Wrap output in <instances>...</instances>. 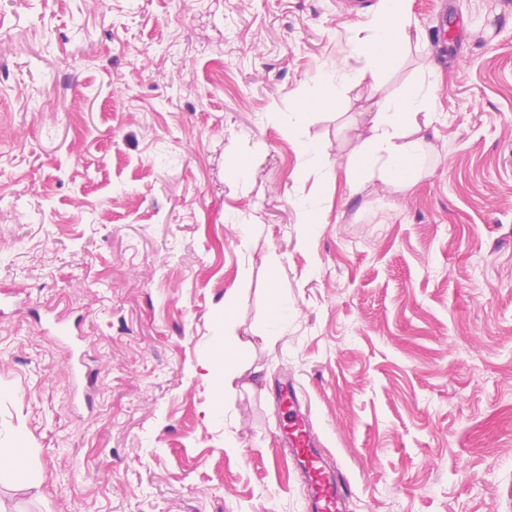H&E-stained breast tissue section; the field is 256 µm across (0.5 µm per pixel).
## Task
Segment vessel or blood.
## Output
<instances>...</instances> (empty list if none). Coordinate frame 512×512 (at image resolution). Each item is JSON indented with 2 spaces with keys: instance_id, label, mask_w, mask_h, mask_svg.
Returning a JSON list of instances; mask_svg holds the SVG:
<instances>
[{
  "instance_id": "vessel-or-blood-1",
  "label": "vessel or blood",
  "mask_w": 512,
  "mask_h": 512,
  "mask_svg": "<svg viewBox=\"0 0 512 512\" xmlns=\"http://www.w3.org/2000/svg\"><path fill=\"white\" fill-rule=\"evenodd\" d=\"M283 424L280 438L305 489V512H347L351 489L346 475L322 454L294 384L279 393Z\"/></svg>"
}]
</instances>
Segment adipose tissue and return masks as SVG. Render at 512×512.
<instances>
[{"label": "adipose tissue", "mask_w": 512, "mask_h": 512, "mask_svg": "<svg viewBox=\"0 0 512 512\" xmlns=\"http://www.w3.org/2000/svg\"><path fill=\"white\" fill-rule=\"evenodd\" d=\"M411 25L409 0H384L375 19V35L359 44L370 75H377L387 59L409 46ZM431 122L432 114L418 87L377 102L368 132L360 136L354 148L361 165L348 170V181L356 185L365 179H376L401 189L412 186L423 146L422 132Z\"/></svg>", "instance_id": "ef3b65f1"}]
</instances>
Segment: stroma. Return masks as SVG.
<instances>
[{
  "instance_id": "1",
  "label": "stroma",
  "mask_w": 512,
  "mask_h": 512,
  "mask_svg": "<svg viewBox=\"0 0 512 512\" xmlns=\"http://www.w3.org/2000/svg\"><path fill=\"white\" fill-rule=\"evenodd\" d=\"M450 3L446 48L412 0L374 78L380 0H0V448L45 476L1 474L0 512H303L285 375L349 512H512V0ZM411 85L417 182L351 187ZM231 289L260 380L221 398ZM33 307L81 318L92 404ZM382 2L374 23L376 34L359 42V51L367 60V71L374 78L387 59L399 55L411 42L409 0Z\"/></svg>"
}]
</instances>
